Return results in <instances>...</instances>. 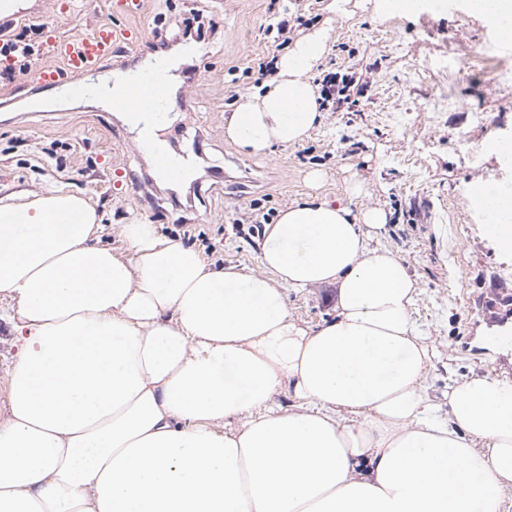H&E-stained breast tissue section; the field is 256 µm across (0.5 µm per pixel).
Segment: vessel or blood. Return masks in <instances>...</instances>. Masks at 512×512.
I'll return each mask as SVG.
<instances>
[{
	"label": "vessel or blood",
	"mask_w": 512,
	"mask_h": 512,
	"mask_svg": "<svg viewBox=\"0 0 512 512\" xmlns=\"http://www.w3.org/2000/svg\"><path fill=\"white\" fill-rule=\"evenodd\" d=\"M122 43L143 45V30L102 25L92 34L79 38L49 36L50 52L61 60L62 65L56 68L34 61V80L44 92L61 90L76 98L94 97L98 91L86 82V75L99 72L105 64H112V93L107 98V106L134 121L133 148L150 157L155 174L167 182H179L186 176V164L161 142L157 129L170 124L173 114L189 111L190 102L172 92L167 79L171 67L169 57L156 55L148 64L131 67L118 59V46ZM67 73L73 76L68 83L63 80Z\"/></svg>",
	"instance_id": "1"
}]
</instances>
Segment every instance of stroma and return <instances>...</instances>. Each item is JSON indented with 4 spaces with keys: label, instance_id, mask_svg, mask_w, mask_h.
<instances>
[{
    "label": "stroma",
    "instance_id": "obj_1",
    "mask_svg": "<svg viewBox=\"0 0 512 512\" xmlns=\"http://www.w3.org/2000/svg\"><path fill=\"white\" fill-rule=\"evenodd\" d=\"M419 9L380 15L372 0L354 17L333 23L318 72L353 73L364 90L357 106L327 112L300 142L250 155L224 134L229 94L257 93L249 61L266 52L263 34L269 0H147L130 24L146 34L179 18L205 17L216 27L207 55H176L173 83L192 103L183 115L188 136L202 140L192 158L191 189L171 195L149 158L129 146L125 116L108 111L102 98L84 101L57 94L33 111L29 75L0 82V197L61 190L87 199L104 230L101 242L123 251V225L141 221L198 250L215 266L262 273L263 234L235 223L250 204L282 209L318 196L369 208L388 217L381 245L405 263L417 285L410 317L431 352L429 395L448 402L454 382L489 374L512 381V309L501 306L491 324L485 304L493 289L512 290V250L491 236L468 197L486 186L512 188V156L496 142L512 140V80L496 79L475 61L484 49L512 62V46L497 42L496 19L473 0H423ZM15 27L33 43L45 41L40 24L80 37L117 23L111 0H15ZM186 135V136H187ZM146 195H125L129 177ZM248 178L246 191L236 182ZM362 182L353 193L354 182ZM295 321L316 326L335 315L336 290L285 289ZM16 304L0 293V407L18 347L11 329Z\"/></svg>",
    "mask_w": 512,
    "mask_h": 512
}]
</instances>
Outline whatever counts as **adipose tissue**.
I'll return each instance as SVG.
<instances>
[{"label":"adipose tissue","mask_w":512,"mask_h":512,"mask_svg":"<svg viewBox=\"0 0 512 512\" xmlns=\"http://www.w3.org/2000/svg\"><path fill=\"white\" fill-rule=\"evenodd\" d=\"M298 39L224 133L251 154L320 124ZM379 208L318 197L266 225L263 273L217 268L152 224L101 246L83 197L0 199V293L18 351L0 415V512H505L512 384L425 386L416 282L379 245ZM336 288L295 322L284 288ZM292 396L281 404L282 393Z\"/></svg>","instance_id":"ef3b65f1"}]
</instances>
